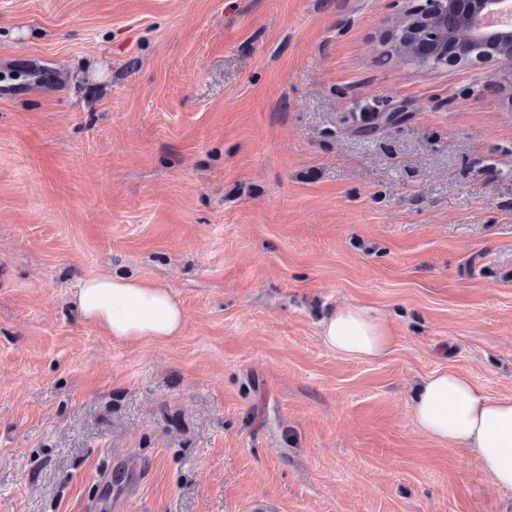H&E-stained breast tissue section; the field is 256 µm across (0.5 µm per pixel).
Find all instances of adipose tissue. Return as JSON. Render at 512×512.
Returning a JSON list of instances; mask_svg holds the SVG:
<instances>
[{
  "label": "adipose tissue",
  "mask_w": 512,
  "mask_h": 512,
  "mask_svg": "<svg viewBox=\"0 0 512 512\" xmlns=\"http://www.w3.org/2000/svg\"><path fill=\"white\" fill-rule=\"evenodd\" d=\"M76 305L86 320L119 340H162L178 334L184 322L170 290L131 276L87 279ZM321 337L336 354L361 359L384 356L395 342L385 318L357 305L325 320ZM412 414L426 435L474 450L496 483L512 489V398L488 397L467 375L438 371L424 380Z\"/></svg>",
  "instance_id": "ef3b65f1"
}]
</instances>
